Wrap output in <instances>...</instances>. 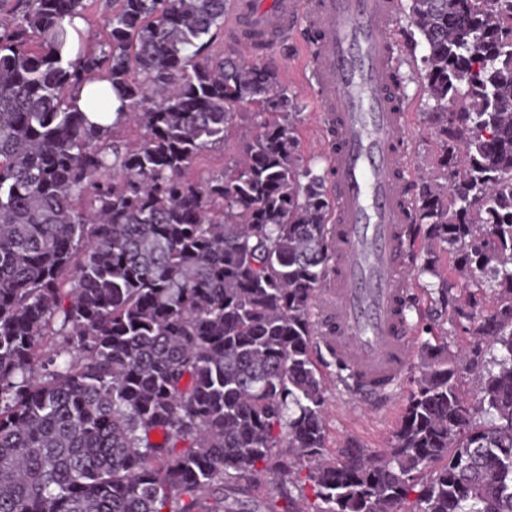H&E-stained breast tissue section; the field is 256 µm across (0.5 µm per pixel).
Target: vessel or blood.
I'll return each mask as SVG.
<instances>
[{
	"mask_svg": "<svg viewBox=\"0 0 512 512\" xmlns=\"http://www.w3.org/2000/svg\"><path fill=\"white\" fill-rule=\"evenodd\" d=\"M301 0H237L229 26L247 51L287 37ZM398 0H315L306 78L325 114L335 204L331 261L317 301L318 342L347 390L388 407L412 358L403 309L412 286L409 133L391 38Z\"/></svg>",
	"mask_w": 512,
	"mask_h": 512,
	"instance_id": "b4317fda",
	"label": "vessel or blood"
}]
</instances>
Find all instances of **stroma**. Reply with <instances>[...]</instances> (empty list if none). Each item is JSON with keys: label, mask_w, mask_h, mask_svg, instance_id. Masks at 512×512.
I'll list each match as a JSON object with an SVG mask.
<instances>
[{"label": "stroma", "mask_w": 512, "mask_h": 512, "mask_svg": "<svg viewBox=\"0 0 512 512\" xmlns=\"http://www.w3.org/2000/svg\"><path fill=\"white\" fill-rule=\"evenodd\" d=\"M396 68L404 80V101L408 114L410 133L411 181H418L422 175L433 171L436 160V144L425 114L429 110L428 99L420 86L418 68L424 53L407 18L406 10H399L392 27ZM252 62L273 66L281 81L288 85L300 104L298 137L304 158L315 159L320 168H327L326 146L322 139L324 120L305 82V67L310 62L309 44L304 31L268 46L260 53L252 54ZM431 275H422L413 281L414 299L406 310L407 320L414 332L412 343L421 347L425 341L422 326L437 324L438 341L447 343L450 349L467 348L470 336L451 323L438 322L440 311L430 285ZM314 358L325 379L327 449L338 454L343 448H381L391 438L400 420L403 405L409 395L418 365H411L405 379L396 388L393 396L394 407L390 410L375 409L355 401L346 391L337 375L336 366L326 352L315 353Z\"/></svg>", "instance_id": "obj_1"}]
</instances>
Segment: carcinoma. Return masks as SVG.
Segmentation results:
<instances>
[{
	"instance_id": "carcinoma-1",
	"label": "carcinoma",
	"mask_w": 512,
	"mask_h": 512,
	"mask_svg": "<svg viewBox=\"0 0 512 512\" xmlns=\"http://www.w3.org/2000/svg\"><path fill=\"white\" fill-rule=\"evenodd\" d=\"M84 10L0 0V512H250L286 449L310 512H512V0H408L437 145L417 274L441 298L444 256L468 276L473 341L424 342L391 441L337 458L311 350L331 203L296 96L205 54L227 0H104L71 58ZM91 74L126 108L110 127L71 105ZM250 107L238 156L193 179ZM100 1L101 0H88L87 2L86 10L84 12L86 22L84 44L86 47L93 45L102 33V21L104 14L102 2Z\"/></svg>"
}]
</instances>
